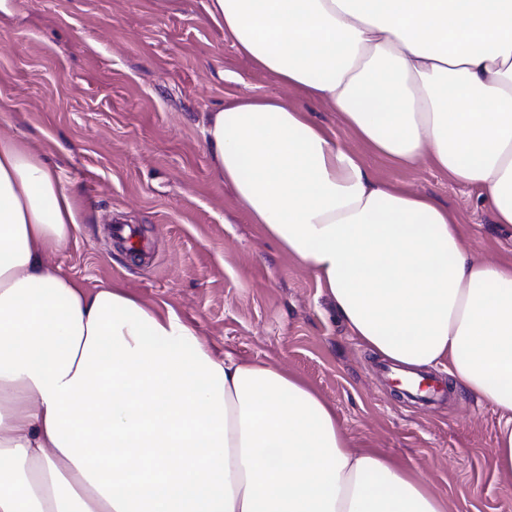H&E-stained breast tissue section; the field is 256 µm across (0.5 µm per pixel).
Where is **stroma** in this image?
<instances>
[{"label":"stroma","instance_id":"1","mask_svg":"<svg viewBox=\"0 0 512 512\" xmlns=\"http://www.w3.org/2000/svg\"><path fill=\"white\" fill-rule=\"evenodd\" d=\"M207 0H0V137L38 151L77 201L79 229L51 256L87 287L122 282L168 304L216 356L300 377L336 409L353 446L391 457L447 501L448 512H512L495 465L498 412L451 388L432 400L396 393L337 316L313 275L280 253L215 178L201 129L239 96L310 112L383 180L455 210L480 261L512 258V228L477 192L429 162L373 154L335 112L257 69L206 10ZM133 225L147 256L114 246Z\"/></svg>","mask_w":512,"mask_h":512}]
</instances>
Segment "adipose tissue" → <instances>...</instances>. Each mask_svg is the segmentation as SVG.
<instances>
[{
	"mask_svg": "<svg viewBox=\"0 0 512 512\" xmlns=\"http://www.w3.org/2000/svg\"><path fill=\"white\" fill-rule=\"evenodd\" d=\"M238 51L329 106L377 156L431 162L512 224V0H208ZM215 177L308 269L353 336L447 367L500 415L512 480V260H474L456 215L374 176L269 96L202 129ZM78 229L32 148L0 138V512H447L353 450L288 372L217 358L169 306L50 267Z\"/></svg>",
	"mask_w": 512,
	"mask_h": 512,
	"instance_id": "obj_1",
	"label": "adipose tissue"
}]
</instances>
